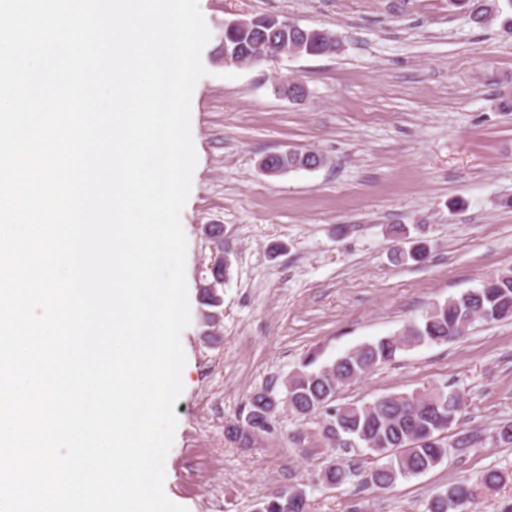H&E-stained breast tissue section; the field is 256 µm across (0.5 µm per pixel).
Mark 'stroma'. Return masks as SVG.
I'll return each instance as SVG.
<instances>
[{
  "mask_svg": "<svg viewBox=\"0 0 512 512\" xmlns=\"http://www.w3.org/2000/svg\"><path fill=\"white\" fill-rule=\"evenodd\" d=\"M211 37L195 86L199 163L181 222L187 239L191 322L183 345L190 384L175 405L166 496L188 512H254L264 495L294 486L312 512H427L432 495L463 481L467 512L512 504V447L493 436L512 419V321L474 322L464 337L403 352L346 389L369 403L431 386L461 392L458 431L480 439L436 468L365 488L375 456L342 452L345 484L319 480L326 455L317 419L279 410L276 430L235 441L225 427L254 392L283 394L311 351L328 362L362 343L421 323L432 303L512 269V30L470 21L453 0H199ZM273 15L329 30L327 56L225 65V21ZM298 81L294 101L275 81ZM313 149L323 167L269 176L268 153ZM224 227L231 260L224 317L207 338L199 285L209 276L210 225ZM404 224L429 258L396 264L387 233ZM508 474L480 484L488 469Z\"/></svg>",
  "mask_w": 512,
  "mask_h": 512,
  "instance_id": "obj_1",
  "label": "stroma"
}]
</instances>
